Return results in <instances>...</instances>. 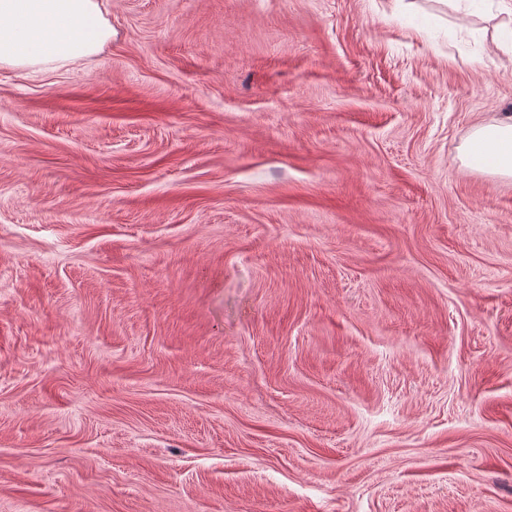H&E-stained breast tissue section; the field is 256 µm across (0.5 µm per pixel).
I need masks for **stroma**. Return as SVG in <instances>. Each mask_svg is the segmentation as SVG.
Returning <instances> with one entry per match:
<instances>
[{
    "label": "stroma",
    "instance_id": "obj_1",
    "mask_svg": "<svg viewBox=\"0 0 512 512\" xmlns=\"http://www.w3.org/2000/svg\"><path fill=\"white\" fill-rule=\"evenodd\" d=\"M0 68V512H512L501 0H106ZM465 161L473 168H487L512 179V114L504 113L493 123L477 126L469 137Z\"/></svg>",
    "mask_w": 512,
    "mask_h": 512
}]
</instances>
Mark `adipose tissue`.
<instances>
[{
    "label": "adipose tissue",
    "mask_w": 512,
    "mask_h": 512,
    "mask_svg": "<svg viewBox=\"0 0 512 512\" xmlns=\"http://www.w3.org/2000/svg\"><path fill=\"white\" fill-rule=\"evenodd\" d=\"M111 39L102 0H0V66L74 64ZM464 157L470 167L512 179V114L477 126Z\"/></svg>",
    "instance_id": "obj_1"
}]
</instances>
